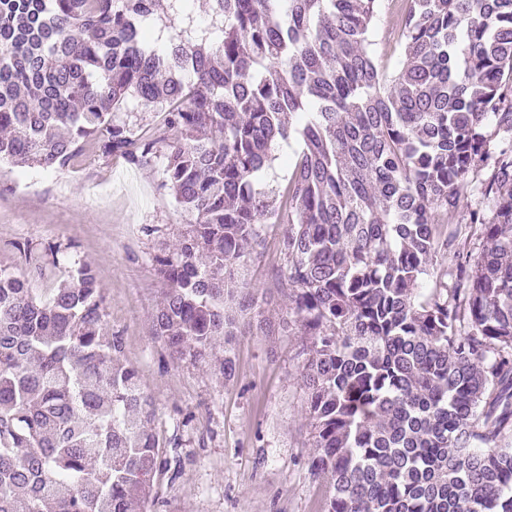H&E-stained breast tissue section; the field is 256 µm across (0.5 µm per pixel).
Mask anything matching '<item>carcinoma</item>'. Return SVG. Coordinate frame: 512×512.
Returning <instances> with one entry per match:
<instances>
[{
    "mask_svg": "<svg viewBox=\"0 0 512 512\" xmlns=\"http://www.w3.org/2000/svg\"><path fill=\"white\" fill-rule=\"evenodd\" d=\"M213 2L201 21L188 0H0V160H162L194 219L152 257L151 336L192 362L224 339L226 380L243 245L285 225L326 512H512V0H404L390 80L380 0ZM129 97L158 135L112 121ZM292 137L286 184L262 187ZM479 167L474 256L448 227ZM121 351L90 263L40 297L0 266V512H148L172 459ZM373 27L375 33L371 48L379 58L390 63L392 71L398 66L402 53L397 20L383 9L375 19Z\"/></svg>",
    "mask_w": 512,
    "mask_h": 512,
    "instance_id": "obj_1",
    "label": "carcinoma"
}]
</instances>
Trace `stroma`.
Listing matches in <instances>:
<instances>
[{
	"label": "stroma",
	"instance_id": "stroma-1",
	"mask_svg": "<svg viewBox=\"0 0 512 512\" xmlns=\"http://www.w3.org/2000/svg\"><path fill=\"white\" fill-rule=\"evenodd\" d=\"M189 220L157 162L90 154L55 170L0 164V265L41 294L66 279L71 263L92 262L106 328L123 340L122 363L140 375L159 439L180 441L179 474L160 479L151 512H325L327 480L308 468L307 341L281 327L288 315L283 225H259L261 243L241 276L238 299L257 297L272 329L245 328L233 337L231 381L218 372L223 350L191 363L150 334L162 288L152 256ZM50 245L64 249L58 266L26 261L24 248Z\"/></svg>",
	"mask_w": 512,
	"mask_h": 512
}]
</instances>
